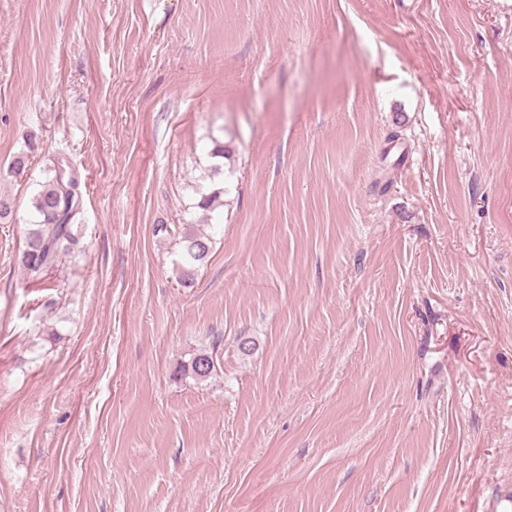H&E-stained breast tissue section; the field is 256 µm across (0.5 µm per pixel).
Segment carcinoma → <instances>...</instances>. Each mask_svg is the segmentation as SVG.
I'll return each instance as SVG.
<instances>
[{
  "instance_id": "1",
  "label": "carcinoma",
  "mask_w": 512,
  "mask_h": 512,
  "mask_svg": "<svg viewBox=\"0 0 512 512\" xmlns=\"http://www.w3.org/2000/svg\"><path fill=\"white\" fill-rule=\"evenodd\" d=\"M79 182L67 164L59 163L47 170L41 189L32 198L36 220L25 225L24 248L18 260L31 277L58 266L77 245L73 220L80 211ZM181 251L175 265L180 283L188 287L197 269L208 260L212 249L210 236L186 230L180 239ZM216 371L213 353L203 350L180 365L178 372L198 382L209 379Z\"/></svg>"
}]
</instances>
